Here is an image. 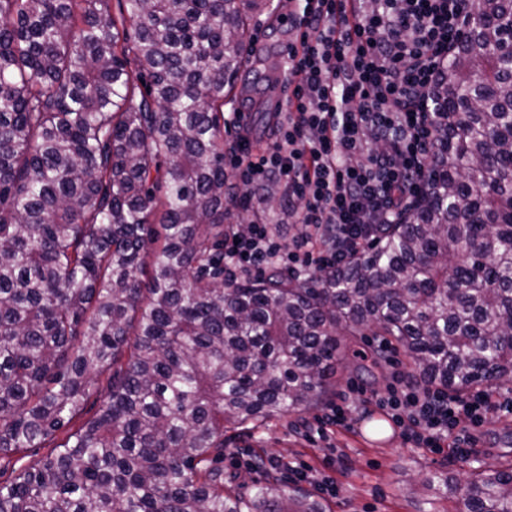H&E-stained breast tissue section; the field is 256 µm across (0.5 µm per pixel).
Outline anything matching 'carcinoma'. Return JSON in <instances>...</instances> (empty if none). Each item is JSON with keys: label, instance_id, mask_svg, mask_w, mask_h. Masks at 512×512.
Masks as SVG:
<instances>
[{"label": "carcinoma", "instance_id": "cac0c4a2", "mask_svg": "<svg viewBox=\"0 0 512 512\" xmlns=\"http://www.w3.org/2000/svg\"><path fill=\"white\" fill-rule=\"evenodd\" d=\"M121 2L0 0V459L52 445L0 512H329L231 490L224 425L380 363L366 328L428 386L512 382V0H476L431 89L425 190L304 281L224 278V99L267 0ZM462 512H512V470L472 473Z\"/></svg>", "mask_w": 512, "mask_h": 512}]
</instances>
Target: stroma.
<instances>
[{
  "label": "stroma",
  "mask_w": 512,
  "mask_h": 512,
  "mask_svg": "<svg viewBox=\"0 0 512 512\" xmlns=\"http://www.w3.org/2000/svg\"><path fill=\"white\" fill-rule=\"evenodd\" d=\"M288 8V0H276L272 12L251 15L252 36L263 41L264 51L252 57L248 73L236 86L235 100L224 103L228 110H253L263 140L269 139L272 127L262 106L285 93L274 73L290 39L279 22ZM412 374L407 354L395 346L374 372L338 368L327 402L345 408V426L334 428L329 440L310 439L324 418V408L318 407L253 429L227 430L225 477L235 479L239 491L248 493L271 479L294 485L292 470L297 467L314 475L307 489L318 491L323 478L335 486V494L327 498L332 512H461L473 471L489 464L512 469V417L489 415L475 432L477 452L465 459L448 449L434 454L416 447L403 432L392 430L391 414L383 405L394 380ZM441 475L448 479V490L434 487Z\"/></svg>",
  "instance_id": "35a3bbf8"
}]
</instances>
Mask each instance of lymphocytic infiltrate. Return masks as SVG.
<instances>
[{
  "label": "lymphocytic infiltrate",
  "instance_id": "f902f5d3",
  "mask_svg": "<svg viewBox=\"0 0 512 512\" xmlns=\"http://www.w3.org/2000/svg\"><path fill=\"white\" fill-rule=\"evenodd\" d=\"M301 31L289 67L287 109L273 140L253 148L239 134L232 177L276 182L290 223L302 232L283 249L272 220L224 238V275L276 262L302 278L331 272L375 239L423 191L434 141L430 90L473 0H296ZM387 404L416 447L437 453L454 436L457 456L476 445L488 414L512 415V397L461 396L397 380Z\"/></svg>",
  "mask_w": 512,
  "mask_h": 512
}]
</instances>
